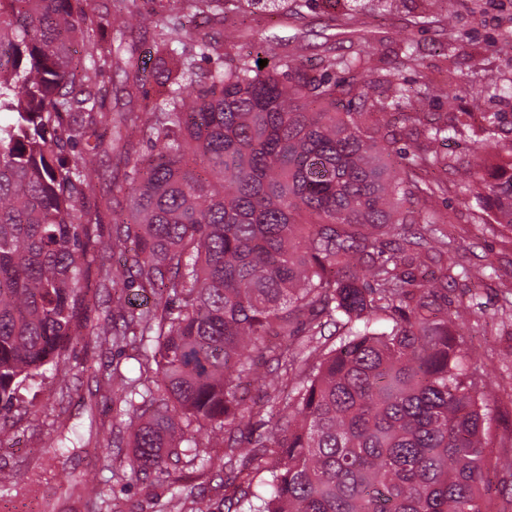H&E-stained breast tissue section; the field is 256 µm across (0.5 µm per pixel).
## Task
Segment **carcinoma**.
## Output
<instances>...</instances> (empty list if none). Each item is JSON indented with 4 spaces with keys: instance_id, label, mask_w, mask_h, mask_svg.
<instances>
[{
    "instance_id": "carcinoma-1",
    "label": "carcinoma",
    "mask_w": 512,
    "mask_h": 512,
    "mask_svg": "<svg viewBox=\"0 0 512 512\" xmlns=\"http://www.w3.org/2000/svg\"><path fill=\"white\" fill-rule=\"evenodd\" d=\"M116 2L104 23L96 0H0V112L10 115L0 123V415L93 336L138 351L137 377L112 375L128 407L126 466L165 476L177 512H197L183 469L207 475L212 448L224 449L233 486L227 512H490L484 477L499 461L486 453L484 377L463 364L460 311L437 304L455 280L448 243L439 221L419 224L406 208L448 192L422 177L448 163L424 147L395 172L394 100L372 96L393 88L422 106L435 86L399 88L395 72L368 70L362 45L318 68L291 55L271 68L226 60L210 32L163 21L162 92L148 112L135 102L146 83L135 50L112 45L148 17L138 0ZM253 2L179 0V10L222 26ZM111 55L124 62L123 112L85 91ZM198 55L224 65L191 92ZM344 102L358 106L342 112ZM450 129L431 122L424 135L439 142ZM89 135L92 157L63 155ZM489 147L497 162L464 188L512 229V142ZM114 152L124 171L99 191L93 156ZM126 197L131 222L118 210ZM129 243V282L117 287L103 263L91 282L88 257ZM435 262L442 273L429 278ZM130 283L152 290L153 304L135 307ZM109 284L112 308L96 320L89 308ZM381 316L390 330L373 328ZM255 349L276 363V423L249 446L240 387L263 379ZM70 487L96 497L83 476Z\"/></svg>"
}]
</instances>
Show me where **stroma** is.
Segmentation results:
<instances>
[{
    "instance_id": "obj_1",
    "label": "stroma",
    "mask_w": 512,
    "mask_h": 512,
    "mask_svg": "<svg viewBox=\"0 0 512 512\" xmlns=\"http://www.w3.org/2000/svg\"><path fill=\"white\" fill-rule=\"evenodd\" d=\"M428 22L416 24L420 11ZM225 32L234 38L230 54L262 52L268 63L291 54L302 63L318 61L325 51L348 52L367 44L370 68L399 72L404 86L427 79L445 89L425 106L433 118L458 125L451 139L437 143L451 167L448 192L435 203L446 222L448 255L459 268H481L480 283L457 280L448 289V305H468L471 314L460 330L470 348L469 366L486 380L484 401L490 417L487 452L512 457V230L495 224L490 211L465 202L459 182L465 170L487 165L490 139L512 141V0H456L454 15L441 0H314L300 14H276L261 0L247 19L228 18ZM414 48L417 65L404 62ZM67 387L54 378L26 387L11 414V442L0 446V502L13 500V485L32 474L40 480L29 500L38 512H90L84 501L63 499L68 475L86 473L99 487L91 512H138L156 499L167 502L164 480L125 472L113 477L111 465L126 458L127 446H115L113 431L126 430L125 407L102 391L112 370L129 378L139 374L132 349L108 350L88 337L66 353ZM71 447L56 446L59 435ZM111 449L104 460L103 449Z\"/></svg>"
}]
</instances>
